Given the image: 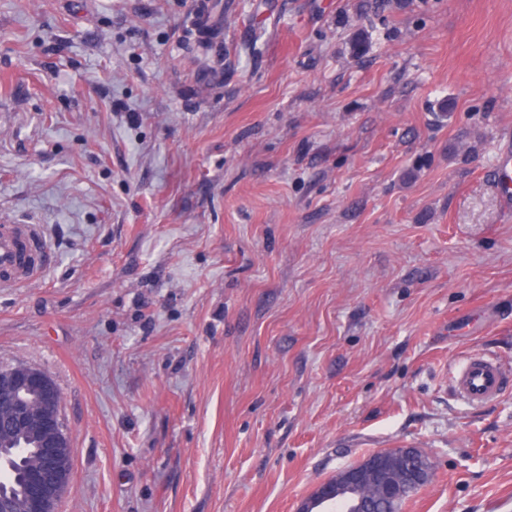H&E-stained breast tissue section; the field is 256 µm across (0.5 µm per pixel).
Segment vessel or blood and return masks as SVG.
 I'll return each mask as SVG.
<instances>
[{
    "instance_id": "vessel-or-blood-1",
    "label": "vessel or blood",
    "mask_w": 512,
    "mask_h": 512,
    "mask_svg": "<svg viewBox=\"0 0 512 512\" xmlns=\"http://www.w3.org/2000/svg\"><path fill=\"white\" fill-rule=\"evenodd\" d=\"M490 180L502 197L512 196V151H500ZM50 253L39 225L20 224L0 218V287L14 288L36 279L48 264ZM458 396L475 408L483 407L512 391V367L484 355L473 354L452 372Z\"/></svg>"
}]
</instances>
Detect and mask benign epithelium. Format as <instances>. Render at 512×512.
Returning a JSON list of instances; mask_svg holds the SVG:
<instances>
[{"mask_svg":"<svg viewBox=\"0 0 512 512\" xmlns=\"http://www.w3.org/2000/svg\"><path fill=\"white\" fill-rule=\"evenodd\" d=\"M29 387H37L43 392V402L36 415L41 454L45 469L55 476V483L48 484L40 474L31 476L27 485L28 512H56L60 499L71 474L72 448L70 437L63 419L60 392L53 379L39 368L18 365L8 370L0 369V401H12L17 417L22 422L31 419L27 402L17 398V393ZM387 454L402 462V475L413 487L421 490L428 481L420 470L413 466L415 449L400 446L387 450ZM395 469L378 456L371 454L360 463L338 471L334 480L319 484L304 499L297 512H327V505L335 503L333 497L346 493L355 502L357 512H363L359 490L365 480L373 477L384 489L393 485Z\"/></svg>","mask_w":512,"mask_h":512,"instance_id":"benign-epithelium-1","label":"benign epithelium"}]
</instances>
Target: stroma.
<instances>
[{"label":"stroma","instance_id":"1","mask_svg":"<svg viewBox=\"0 0 512 512\" xmlns=\"http://www.w3.org/2000/svg\"><path fill=\"white\" fill-rule=\"evenodd\" d=\"M0 0V366L57 384L56 512H295L404 444L403 512H512V0ZM470 324L452 337L448 324ZM490 180L496 190L510 204L512 191L510 195L509 189H506V183L512 180V151L510 149L498 153L494 167L491 170ZM31 247L36 259L23 260L22 251ZM50 252L42 241L40 225L20 224L0 217V287L14 288L36 279L48 264ZM451 383L458 396L480 408L512 391V368L485 354H473L454 367Z\"/></svg>","mask_w":512,"mask_h":512}]
</instances>
